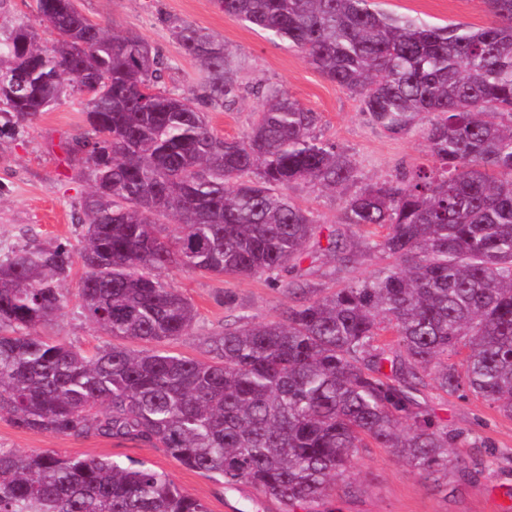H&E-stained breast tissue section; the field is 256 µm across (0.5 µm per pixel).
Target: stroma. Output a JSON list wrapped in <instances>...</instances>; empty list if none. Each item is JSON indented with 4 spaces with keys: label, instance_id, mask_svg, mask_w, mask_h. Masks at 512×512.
Masks as SVG:
<instances>
[{
    "label": "stroma",
    "instance_id": "35a3bbf8",
    "mask_svg": "<svg viewBox=\"0 0 512 512\" xmlns=\"http://www.w3.org/2000/svg\"><path fill=\"white\" fill-rule=\"evenodd\" d=\"M384 12L407 15L435 25L461 24L478 28L491 17L484 0H374ZM91 22L112 25L118 31L139 34L168 64L160 88L176 96L191 95L199 81V65L184 52L173 27L186 23L205 29L228 46L250 91L229 109L208 108L210 124L224 137L242 136L251 126L260 99L252 87L286 88L303 107L318 112L316 130L335 143L353 161L358 186L396 178L420 165H428L422 128L428 116L407 131L391 134L375 125L354 95L325 78L288 43L272 40L258 29L224 15L214 0H76ZM37 31L42 42L53 39L36 8V0H0V35L16 26ZM87 100L83 93H67L51 110L30 126L0 136V260L22 247L79 245L85 234L76 218L87 192L80 168L71 162L65 145L88 132ZM290 196L314 212L321 222L320 238L338 227L342 201L312 183L292 186ZM382 261L363 255L353 271L335 269L325 256L303 261L301 270L321 281L333 273V286L350 278L371 276ZM74 267L62 285L64 309L39 333L51 342H63L77 350L93 352L112 345L113 339L89 322L79 306ZM160 277L194 304L198 316L189 335L167 344V351L204 359L201 339L223 331L237 315L253 321L277 319L285 297L265 278L200 275L178 268L161 271ZM233 295L235 306L224 304ZM418 412L431 415L449 429L465 432L470 442L463 448V471L455 473L446 489H436L388 448L361 449L349 465L345 480L353 496L337 492L326 503L331 512H512V417L503 416L476 398H458L426 386L416 396ZM0 450L15 453L50 451L63 457L109 458L126 464L143 462L167 475L181 490L204 504L207 512H284L275 499L254 487H233L191 470L164 449L135 441L74 434H50L26 430L0 414Z\"/></svg>",
    "mask_w": 512,
    "mask_h": 512
}]
</instances>
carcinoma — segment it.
<instances>
[{
	"label": "carcinoma",
	"mask_w": 512,
	"mask_h": 512,
	"mask_svg": "<svg viewBox=\"0 0 512 512\" xmlns=\"http://www.w3.org/2000/svg\"><path fill=\"white\" fill-rule=\"evenodd\" d=\"M72 0H37L54 41L19 26L0 41V105L31 124L105 74L75 139L89 183L78 251L28 247L0 262V412L24 429L152 444L182 465L321 512L373 442L421 476L448 480L467 438L413 411L432 379L512 417V0H485L471 29L385 13L371 0H216L224 14L286 41L357 96L391 133L423 129L433 165L346 194L353 162L320 139V115L283 87L259 91L241 137L214 133L200 105L244 90L231 52L189 24L174 33L200 64V94L158 88L164 58L137 34L92 25ZM313 182L342 199L333 261L386 264L324 288L294 271L319 221L288 196ZM181 226L177 236L161 226ZM384 233L358 242L352 228ZM85 318L116 338L88 356L39 336L64 307L74 264ZM264 276L288 298L276 320L247 315L203 338L205 361L159 349L197 312L157 272ZM394 339L386 341L384 333ZM0 512H206L142 462L0 451Z\"/></svg>",
	"instance_id": "cac0c4a2"
}]
</instances>
